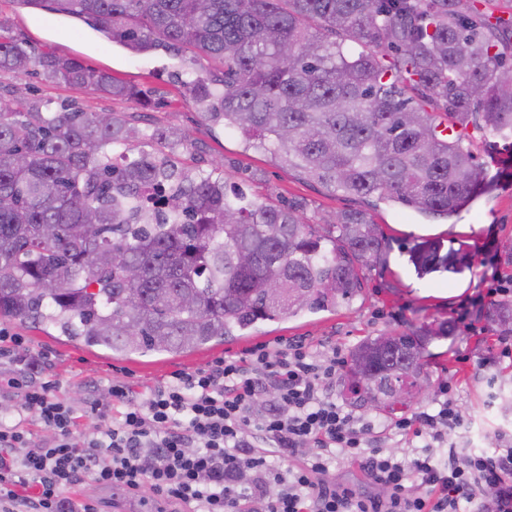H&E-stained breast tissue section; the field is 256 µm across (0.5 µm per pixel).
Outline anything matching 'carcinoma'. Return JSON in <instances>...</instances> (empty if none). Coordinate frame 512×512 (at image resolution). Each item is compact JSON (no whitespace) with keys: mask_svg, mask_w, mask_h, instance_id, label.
Returning <instances> with one entry per match:
<instances>
[{"mask_svg":"<svg viewBox=\"0 0 512 512\" xmlns=\"http://www.w3.org/2000/svg\"><path fill=\"white\" fill-rule=\"evenodd\" d=\"M134 53L185 45L223 68L183 82L205 120L239 131L306 179L452 217L483 181L415 91L455 126L512 137V25L475 0H53ZM118 98L138 92L76 58L33 54L0 25V71ZM155 151L130 157L143 139ZM188 135L121 113L0 107V316L119 354L181 355L258 322L331 310L362 290L383 234L364 212L312 224L173 160ZM127 151L123 163L112 150ZM418 275L470 267L468 245L424 239ZM279 289V296L266 289ZM509 324L512 297L489 311ZM425 335L381 333L352 351L348 393L394 412L427 379Z\"/></svg>","mask_w":512,"mask_h":512,"instance_id":"1","label":"carcinoma"}]
</instances>
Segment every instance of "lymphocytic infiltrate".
Masks as SVG:
<instances>
[{"label": "lymphocytic infiltrate", "instance_id": "1", "mask_svg": "<svg viewBox=\"0 0 512 512\" xmlns=\"http://www.w3.org/2000/svg\"><path fill=\"white\" fill-rule=\"evenodd\" d=\"M21 344L0 332V360L15 368L0 374V396L21 399L18 415L0 417V512H96L79 495L89 481L173 512H512V448L449 447L465 425L449 388L435 409L395 422L422 444L401 461L337 404L339 359L286 340L174 372L142 395L110 382L108 399L86 400L100 422L86 432L52 381L31 382L45 359ZM340 457L363 487L330 479Z\"/></svg>", "mask_w": 512, "mask_h": 512}]
</instances>
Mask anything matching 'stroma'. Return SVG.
Instances as JSON below:
<instances>
[{
  "label": "stroma",
  "instance_id": "obj_1",
  "mask_svg": "<svg viewBox=\"0 0 512 512\" xmlns=\"http://www.w3.org/2000/svg\"><path fill=\"white\" fill-rule=\"evenodd\" d=\"M0 25L35 51L48 49L78 58L143 94L138 101L115 98L90 87L48 81L35 71L23 77L0 71V98L34 96L54 110L70 105L83 112H122L142 127H177L192 140L189 150L179 155L183 165L222 174L229 184L252 196L302 206L316 221L340 212L365 211L387 239L380 261L364 272L362 293L351 302L333 311H305L286 320L262 321L249 337L185 356L118 357L70 344L58 330L47 333L0 317V328L21 337L28 352L46 354L48 375L76 412H83L88 392L107 396L111 379L142 391L161 384L174 371L202 367L220 356H240L255 344L280 338H303L320 348L333 346L346 356L365 337L447 321L454 324V334L430 345L429 385L416 401L390 414L353 403L340 382L334 388L337 403L383 432L397 419L434 406L440 386L446 384L470 424L468 430L449 433L450 443L481 447L488 453L512 443V361L499 360V329L480 300L493 279L512 280V265L503 253L504 245L512 242V139L492 136L471 124L464 127L465 143L485 174L482 192L457 217L426 216L391 201L327 189L281 166L265 150L246 146L240 132L207 123L182 82L186 72L206 75L218 68L190 50L161 47L134 55L82 19L54 14L46 5L23 6L18 0H0ZM425 237L464 241L473 255L471 269L458 275L417 276L407 249ZM381 442L390 448L400 445L398 438L384 432Z\"/></svg>",
  "mask_w": 512,
  "mask_h": 512
}]
</instances>
